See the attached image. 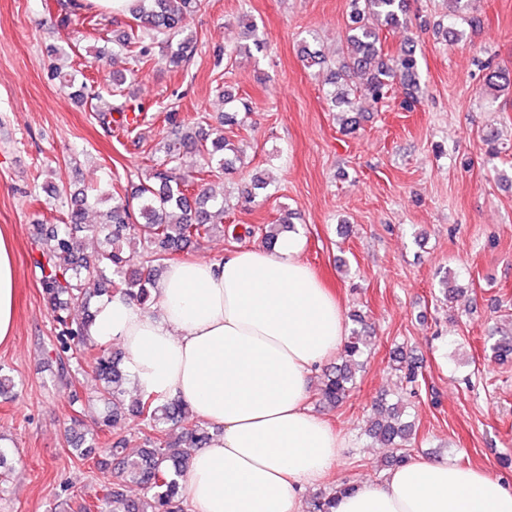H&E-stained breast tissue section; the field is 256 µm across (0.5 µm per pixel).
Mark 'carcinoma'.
Wrapping results in <instances>:
<instances>
[{
	"instance_id": "obj_1",
	"label": "carcinoma",
	"mask_w": 512,
	"mask_h": 512,
	"mask_svg": "<svg viewBox=\"0 0 512 512\" xmlns=\"http://www.w3.org/2000/svg\"><path fill=\"white\" fill-rule=\"evenodd\" d=\"M131 16L129 31L112 39V57L124 55L143 66L152 59L153 45H162L168 66L174 70L188 66L193 53L189 19L198 11L200 0H125ZM350 20L343 42L346 52L339 69L330 71L326 97L334 105H345L343 125L354 129L356 113L363 105L378 106L401 86L413 97L418 91V59L414 41L394 54L384 51L381 33L385 29L407 25L409 0H350ZM484 91L492 92L512 81V73L487 62ZM59 85L78 105H90L100 123L112 124V113L128 110L142 112L146 103L126 94L127 76L112 72L111 88L102 93L86 75L76 77L63 67L51 66ZM227 106L220 124L246 121L253 112L252 103L223 93ZM169 131L164 143L165 158L146 170L139 184L129 193L104 190L89 194L79 189L70 194V206L60 224H39L34 239L32 262L40 271L44 300L55 322L50 353L58 364V379L68 390L69 403L81 405L80 379L71 375L70 360L90 357L91 376L99 382L97 400L99 419L112 429L115 440L100 442L86 439L78 432V418L71 419L68 443L73 452L94 467L112 471V480L102 485V496L78 504V512H186L181 482L186 477L190 451L211 440L207 427L194 420L192 411L177 399L140 394L131 412L140 419L142 444L127 448L122 435L121 396L126 380L121 357L107 345L97 344L90 336L100 298L122 295L143 307L154 303L152 290L164 262L188 244L221 232L239 240L237 225L224 224L226 199L224 173L233 170L229 155L234 146L216 131L202 134L195 122L171 110L167 116ZM194 152L201 166L192 174L179 166L183 154ZM107 203L98 211V220L89 223L88 201ZM291 228L288 213L276 224L262 229L266 247L273 248L282 233ZM99 240L95 253L82 249V234ZM136 236L149 259L137 261L127 255L124 240ZM352 329L339 356V363L324 375L321 395L324 402L336 406L356 387L357 375L364 366L367 337L360 326L363 316L356 314ZM377 416L370 420L367 433L392 449L387 466H399L408 460L413 436L412 424L400 418L397 408L375 405ZM135 484L143 491L129 498L125 488Z\"/></svg>"
}]
</instances>
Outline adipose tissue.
I'll return each instance as SVG.
<instances>
[{
	"label": "adipose tissue",
	"mask_w": 512,
	"mask_h": 512,
	"mask_svg": "<svg viewBox=\"0 0 512 512\" xmlns=\"http://www.w3.org/2000/svg\"><path fill=\"white\" fill-rule=\"evenodd\" d=\"M291 236L216 261L170 265L156 312L114 296L92 337L119 341L137 390L177 398L220 432L196 449L182 484L189 512H302L347 446L306 406L310 378L344 344L339 301ZM16 325L12 248L0 236V344ZM331 512H512V486L443 459L416 458L337 494Z\"/></svg>",
	"instance_id": "obj_1"
}]
</instances>
